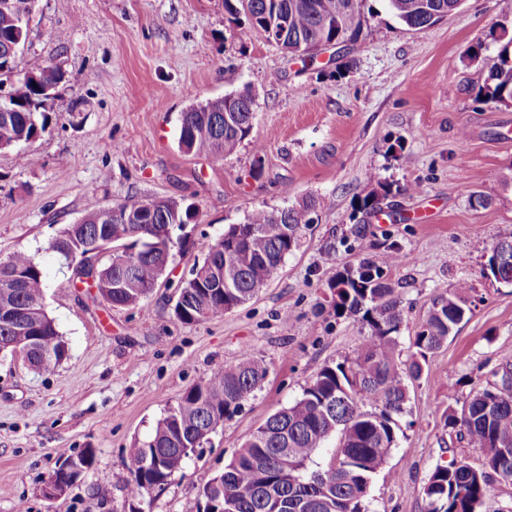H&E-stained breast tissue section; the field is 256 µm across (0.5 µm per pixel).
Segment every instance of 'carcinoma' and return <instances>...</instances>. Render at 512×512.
<instances>
[{"label":"carcinoma","instance_id":"1","mask_svg":"<svg viewBox=\"0 0 512 512\" xmlns=\"http://www.w3.org/2000/svg\"><path fill=\"white\" fill-rule=\"evenodd\" d=\"M252 31L272 38L271 29L288 28L282 48L306 56L320 46L355 39L362 26V0H237ZM394 15L411 29L430 27L460 8L462 0H388ZM35 0H0V72L12 73L22 19ZM497 62L484 86L485 103H512V37L501 28ZM64 71L52 62L32 58L13 96L0 112V151L34 141L45 130ZM254 99L246 92L229 93L191 105L181 115L178 145L194 155L222 159L247 138L252 129ZM392 184L376 180L355 212L380 210V200ZM148 200L127 198L111 207L115 216L103 221L91 211L68 224L48 247L77 276L87 244L96 240L122 247L106 265H95L97 294L114 308L132 307L147 299L172 262L173 248L187 239L169 235L194 224L199 208L186 200L162 199L154 216ZM321 207L309 196L279 209L253 208L241 224H231L190 270L191 278L176 286L173 308L184 323L222 316L247 303L267 287L286 256L296 250ZM401 247L392 243L381 261L361 259L357 265L334 270L326 280L338 316H358L368 327L366 342L352 358L328 363L303 389L299 398L271 414L246 439L225 465L224 472L201 489L204 506L219 512H366L365 500L374 474L396 442L397 417L405 410L407 382L418 380L429 356L448 342L471 312L469 286L458 283L435 295L415 332L413 359L402 365L396 354L403 323L402 301L385 270L401 261ZM492 275L512 285V232L491 246ZM224 287H210V280ZM45 274L31 255L17 252L0 265V308L23 309L20 322L0 318V345L8 353H25L29 366L51 370L66 357L68 347L44 309ZM270 373L262 357L248 355L215 371L186 389L176 405L157 422L152 435L130 449L126 461L131 498L143 501L150 488L178 471L195 449L209 442L224 420L237 414ZM498 380L474 392L458 412L444 416V425L458 430L467 444L482 454L473 467L464 460L438 465L423 488L428 512H490L487 504L497 482H512V458L501 457L499 444L512 441V364L494 372ZM340 434L339 448L328 465L309 464L327 438ZM82 472L65 482L61 494L91 470L95 450L61 455Z\"/></svg>","mask_w":512,"mask_h":512}]
</instances>
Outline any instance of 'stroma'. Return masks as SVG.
Here are the masks:
<instances>
[{
    "label": "stroma",
    "mask_w": 512,
    "mask_h": 512,
    "mask_svg": "<svg viewBox=\"0 0 512 512\" xmlns=\"http://www.w3.org/2000/svg\"><path fill=\"white\" fill-rule=\"evenodd\" d=\"M363 27L342 50L288 54L250 32L224 0H38L16 75L29 59L68 75L48 125L23 156L0 152V260L29 253L47 272L44 304L66 359L37 372L0 353V512H202L200 491L277 409L298 398L321 367L354 356L368 332L336 316L329 267L381 258L404 308L399 359L434 294L467 282V317L408 385L406 412L386 464L368 490L369 512H427L423 488L436 465L478 449L444 425L512 355V286L488 268L490 248L512 232V104L479 92L497 58L496 22L512 0H463L415 30L387 0H363ZM250 90V135L216 160L183 152L190 105ZM398 185L380 213L352 220L372 188ZM323 201L301 246L250 302L185 324L173 314L180 277L256 206ZM486 205H478L477 197ZM128 197L187 199L199 207L191 244L134 308L92 302L49 252L65 225ZM262 356L260 391L226 420L151 498L133 500L125 462L190 386ZM96 451L85 478L57 501L42 488L62 453Z\"/></svg>",
    "instance_id": "obj_1"
}]
</instances>
